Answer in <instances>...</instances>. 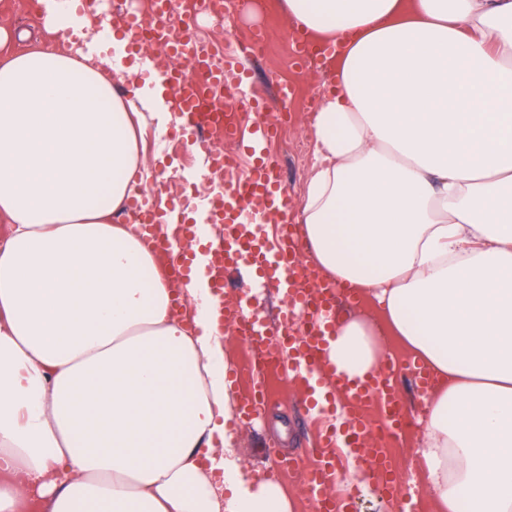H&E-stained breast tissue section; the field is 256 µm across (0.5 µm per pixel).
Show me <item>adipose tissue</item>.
<instances>
[{
	"mask_svg": "<svg viewBox=\"0 0 512 512\" xmlns=\"http://www.w3.org/2000/svg\"><path fill=\"white\" fill-rule=\"evenodd\" d=\"M42 2L57 45L0 60V512H294L232 454L208 255L171 281L113 222L166 89L78 0ZM278 7L336 47L295 220L372 308L337 319L324 389L410 356L433 379L417 453L438 512H512V0Z\"/></svg>",
	"mask_w": 512,
	"mask_h": 512,
	"instance_id": "1",
	"label": "adipose tissue"
}]
</instances>
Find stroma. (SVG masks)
<instances>
[{"label":"stroma","mask_w":512,"mask_h":512,"mask_svg":"<svg viewBox=\"0 0 512 512\" xmlns=\"http://www.w3.org/2000/svg\"><path fill=\"white\" fill-rule=\"evenodd\" d=\"M262 2L263 8L257 15H240L235 35H228L219 23L209 19L203 21L199 36L222 56L239 48L241 37L249 32L258 29L264 32L267 45L264 57L242 59L234 70L237 79L244 81L248 98L259 101L258 112L267 119L277 117L279 86L292 90L288 100V132L284 137L272 139L269 149L287 156L284 186L289 197L298 203L303 199L313 160L312 114L332 74L325 67L297 66L292 28L277 11L276 0ZM179 125L178 117L174 116L163 127L145 129L144 157L150 172L145 188L154 197H165L170 208H192L196 224H208L206 203L217 180L205 166V150L180 143ZM396 383L415 424L394 441L392 463L422 489L414 512H436L431 497L424 491L426 481L415 450L422 429V406L410 377H397ZM269 386L259 420L252 424L240 417L235 420L238 444L234 455L248 468L269 467L276 458L283 462L294 458L304 461L309 450L318 445L321 422L308 414L304 389L298 386L285 390L274 380Z\"/></svg>","instance_id":"1"}]
</instances>
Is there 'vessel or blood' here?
I'll use <instances>...</instances> for the list:
<instances>
[{"label": "vessel or blood", "instance_id": "b4317fda", "mask_svg": "<svg viewBox=\"0 0 512 512\" xmlns=\"http://www.w3.org/2000/svg\"><path fill=\"white\" fill-rule=\"evenodd\" d=\"M120 13L122 29L131 44L141 45L143 25L139 12L130 0H124ZM169 51L190 62L192 69L188 72L159 70L155 79L169 87L171 106L183 119V131L201 134L195 103L208 86L222 82L224 66L201 58L191 36L171 45ZM272 131L269 121L253 122L246 143L254 159L250 173L243 178L226 180L223 190L209 199L211 222L229 229L223 243L211 248L209 268L213 286L219 292L224 289V277L229 271L247 272L248 283L237 294L233 305L225 308V319L230 320L252 346L278 343L281 373L306 389L315 408L332 416L337 409L336 398L322 391L323 356L331 336V324L336 318L337 302L351 304L355 298L349 289L312 279L309 269L299 259L298 242L287 223L292 202L281 182L280 162L265 152V142ZM271 222L283 227L281 238L274 245L265 240L261 230L262 225ZM158 259L174 276L186 277L192 271L189 255L173 256L168 241L159 242ZM269 282L277 283L288 297L281 328L275 333L269 330L258 305V291ZM396 367V359H388L384 376L348 384L344 405L347 431L341 434L333 429L326 437L327 447L340 443L350 448L359 469L376 471L390 464L384 450L368 452L363 447L369 431L365 408L376 404L387 427L396 430L408 420V412L399 403L392 384ZM265 387V380H258L245 397L242 415L246 421L260 417ZM336 479V462L332 456L321 455L308 467L305 487L315 512H350L348 504L329 493Z\"/></svg>", "mask_w": 512, "mask_h": 512}]
</instances>
